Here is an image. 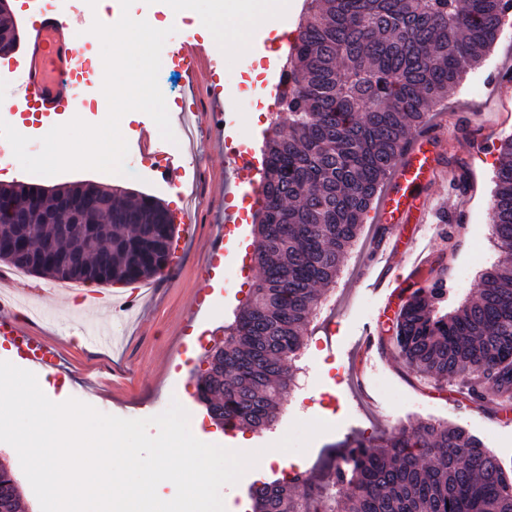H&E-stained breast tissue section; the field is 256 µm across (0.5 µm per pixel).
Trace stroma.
Segmentation results:
<instances>
[{
	"label": "stroma",
	"mask_w": 512,
	"mask_h": 512,
	"mask_svg": "<svg viewBox=\"0 0 512 512\" xmlns=\"http://www.w3.org/2000/svg\"><path fill=\"white\" fill-rule=\"evenodd\" d=\"M171 0H136L132 16L156 15L163 27L192 31L197 42L221 69L220 77L236 86L237 65L260 60L261 35L249 30L244 50L235 52L224 42L210 37L205 26L173 17ZM512 71V42L498 39L482 68L466 76L459 88L435 104L427 131L434 134V150L448 166V179L421 185L417 196L431 204L430 228L423 242L429 259L448 257V306L457 308L475 296L482 273L492 268L501 253L489 234L492 177L498 161L495 152L477 149L478 141H501L512 136V82L502 73ZM207 85H198L193 103L200 113L191 123L192 135L180 144L162 141L159 153L140 156L138 130L149 117L138 113L123 126L129 158H143L138 177H117L95 170H76L45 177L25 172L20 164L0 171V180L9 179L56 187L75 181H90L130 193H145L168 203L176 233L169 266L152 278L146 291L133 286L102 285L99 293L107 298L133 296L136 306L124 317L111 308L74 311L66 295L43 294L44 277L28 274L11 277L13 297L36 301L42 311L35 322L38 335L57 342L60 367L40 370L39 385L52 387L55 402L71 398L96 409L110 407L112 415L144 419L164 412L171 401H178L188 412L199 440L236 451L269 448L298 421L320 419L331 429L309 441L303 451L288 455L287 464L254 465L237 484L224 486L221 494L226 512L249 507L252 481L287 476L290 467L318 476L336 446L356 439L390 432L392 428L414 426L435 420L463 427L477 436L505 465L512 467V412L501 413L475 407L456 388L410 370L391 347L365 367L364 385L370 396L361 401L339 378L345 375L352 351L365 332L375 339L394 335L396 317L402 306L394 299L390 310H382L365 275L375 224L364 221L360 236L348 252L335 285L325 291L316 315L307 328L297 367L305 369L306 388L289 390L275 425L264 433L237 431L225 435L206 415L196 400V375L204 370L205 353L224 338V327L248 292L237 276L236 265L225 266L219 277L207 274L206 242L224 220L225 207L218 192L223 183L236 180L235 171L226 169L223 147L203 115L210 107ZM482 98L484 110L472 112V98ZM182 158L185 171L179 185L161 179L156 169L166 157ZM470 174L471 188L460 194L450 183L459 170ZM191 193L195 203L191 223H184L180 205L170 198L177 190ZM462 216L463 225L456 250H449L448 238L437 229L439 213ZM337 398L339 412L314 409L322 394Z\"/></svg>",
	"instance_id": "stroma-1"
}]
</instances>
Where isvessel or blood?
<instances>
[{"label": "vessel or blood", "mask_w": 512, "mask_h": 512, "mask_svg": "<svg viewBox=\"0 0 512 512\" xmlns=\"http://www.w3.org/2000/svg\"><path fill=\"white\" fill-rule=\"evenodd\" d=\"M173 53L182 60L188 84L199 78L213 79L214 66L193 37L185 35L172 43ZM78 32L70 18L40 12L31 26L29 43L20 56L10 58L12 68L21 72L19 84L7 100L16 110L39 112L46 121L75 106L72 79L79 70ZM428 134L412 138L395 165L383 194L375 222L386 227L383 240L373 242L370 257L375 271L374 285L385 300H392L405 281L403 265L419 268L420 233L406 234L405 223L417 211L414 188L441 177L434 157L425 150ZM0 338L14 342L31 365L47 369L56 366L55 350L41 337L19 329L13 321L0 319Z\"/></svg>", "instance_id": "b4317fda"}]
</instances>
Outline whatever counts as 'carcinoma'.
Returning <instances> with one entry per match:
<instances>
[{"label": "carcinoma", "instance_id": "carcinoma-1", "mask_svg": "<svg viewBox=\"0 0 512 512\" xmlns=\"http://www.w3.org/2000/svg\"><path fill=\"white\" fill-rule=\"evenodd\" d=\"M509 11L512 0H308L282 66L284 108L262 149L253 226L261 275L224 326V353L210 355L196 378L215 425L262 432L275 423L317 289L336 282L410 130L481 66ZM16 29L0 11V54L13 50L5 36ZM497 151L490 219L503 258L482 274L477 298L450 313L442 307L448 268L440 267L428 287L410 292L390 338L411 370L460 387L479 407L512 402V138ZM34 188L0 184V208L26 211L32 247L81 249L86 227L58 236L46 214L70 217L52 199L31 197ZM103 192L112 214L91 217L96 247L87 260L108 256L114 284L160 273L174 234L168 209L150 195ZM327 470L323 484L304 473L251 488L252 512H512V475L477 438L446 423L402 426L355 457L336 450ZM0 509H20L18 482L2 465Z\"/></svg>", "mask_w": 512, "mask_h": 512}]
</instances>
